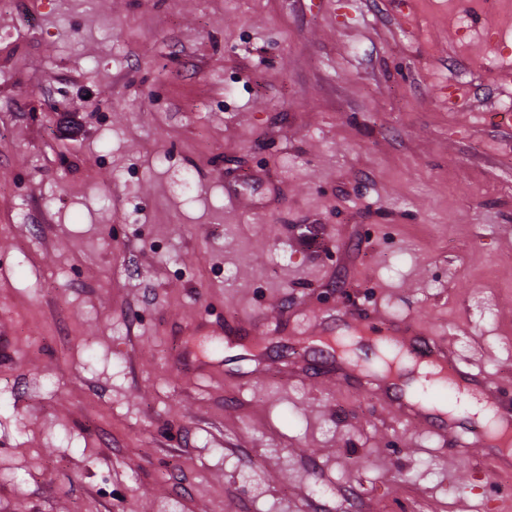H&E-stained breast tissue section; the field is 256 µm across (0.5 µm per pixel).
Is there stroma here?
Wrapping results in <instances>:
<instances>
[{
  "mask_svg": "<svg viewBox=\"0 0 512 512\" xmlns=\"http://www.w3.org/2000/svg\"><path fill=\"white\" fill-rule=\"evenodd\" d=\"M510 97L512 0H0V512H512L295 372L369 280L512 398Z\"/></svg>",
  "mask_w": 512,
  "mask_h": 512,
  "instance_id": "1",
  "label": "stroma"
}]
</instances>
